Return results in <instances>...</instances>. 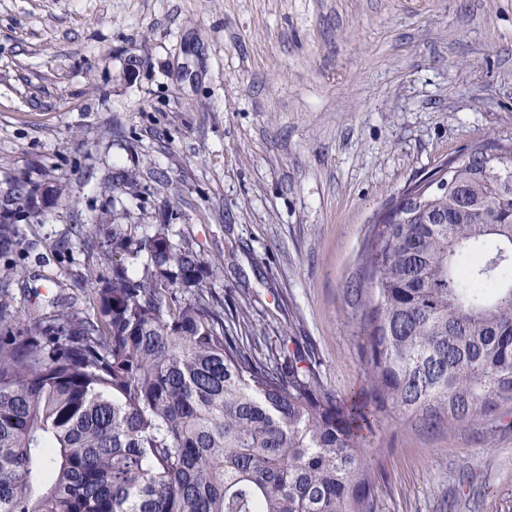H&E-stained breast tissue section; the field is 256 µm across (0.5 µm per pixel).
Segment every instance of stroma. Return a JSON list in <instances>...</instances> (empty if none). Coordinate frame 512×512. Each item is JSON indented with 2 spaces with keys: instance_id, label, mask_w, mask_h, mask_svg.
<instances>
[{
  "instance_id": "stroma-1",
  "label": "stroma",
  "mask_w": 512,
  "mask_h": 512,
  "mask_svg": "<svg viewBox=\"0 0 512 512\" xmlns=\"http://www.w3.org/2000/svg\"><path fill=\"white\" fill-rule=\"evenodd\" d=\"M490 140H512V0H0V203L66 188L0 298L21 331L90 313L77 226L166 224L259 354L306 344L351 399L370 225ZM363 452L376 512H512V406L451 432L390 408Z\"/></svg>"
}]
</instances>
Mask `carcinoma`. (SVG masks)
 Returning a JSON list of instances; mask_svg holds the SVG:
<instances>
[{"label":"carcinoma","instance_id":"obj_1","mask_svg":"<svg viewBox=\"0 0 512 512\" xmlns=\"http://www.w3.org/2000/svg\"><path fill=\"white\" fill-rule=\"evenodd\" d=\"M446 179L370 226L352 289L369 379L349 403L300 346L258 355L167 224L86 241L93 318L28 336L1 299L0 512H375L359 436L378 411L451 430L512 400V143L470 148ZM23 243L0 223V255ZM123 252L146 254L139 273Z\"/></svg>","mask_w":512,"mask_h":512}]
</instances>
